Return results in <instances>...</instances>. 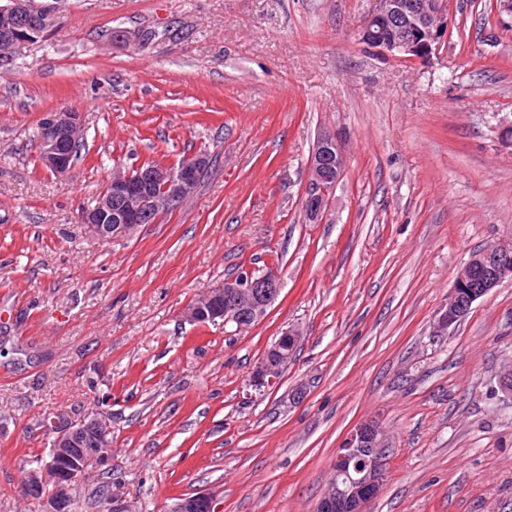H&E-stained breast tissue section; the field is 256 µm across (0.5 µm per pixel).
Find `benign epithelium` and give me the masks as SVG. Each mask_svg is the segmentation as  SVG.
<instances>
[{"mask_svg": "<svg viewBox=\"0 0 512 512\" xmlns=\"http://www.w3.org/2000/svg\"><path fill=\"white\" fill-rule=\"evenodd\" d=\"M58 21L57 2L0 0V38L6 43L42 41ZM449 19L440 0H377L359 25V40L370 48L405 61H424L448 39ZM82 113L61 110L44 114L39 125L41 163L55 173L73 166L71 145L81 133ZM206 151L167 166L139 167L137 175L118 173L109 180L94 207L82 212V222L97 237L130 236L141 225L154 222V212L176 209L190 196L200 172L209 164ZM345 173L344 149L336 133L322 132L309 163L308 187L302 199L304 218L310 224L323 221L330 196ZM512 258V246L495 244L465 262L457 272L448 297V309L439 326L449 330L469 313L472 305L497 287L501 270ZM281 289L277 272L258 275L244 267L224 285L188 306L191 322L232 323L240 330L253 324L277 298ZM300 334L285 329L267 348L251 372L247 386L264 391L276 386L293 360ZM52 434L48 450L54 467L34 468L24 491L35 495L51 480L52 496L42 499L43 512H69L76 486L83 477L102 471L112 460V425L103 411L86 413L78 421L53 420L45 424ZM388 448L383 430L375 421L359 424L336 453L334 471L314 512H367L381 493ZM58 461L72 464L64 469ZM165 512H215L214 495L196 492L173 499Z\"/></svg>", "mask_w": 512, "mask_h": 512, "instance_id": "obj_1", "label": "benign epithelium"}]
</instances>
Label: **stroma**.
<instances>
[{
    "mask_svg": "<svg viewBox=\"0 0 512 512\" xmlns=\"http://www.w3.org/2000/svg\"><path fill=\"white\" fill-rule=\"evenodd\" d=\"M375 0H62L45 41L0 69V512L44 420L109 394L112 483L130 512L202 490L219 512H313L336 450L379 420L368 512H512V277L445 331L457 270L512 241V16L448 0L424 62L362 44ZM82 112L66 174L38 161L44 113ZM346 173L322 223L302 197L321 130ZM214 163L131 237L81 222L116 164ZM281 290L248 328L184 318L248 263ZM278 386L247 379L286 326Z\"/></svg>",
    "mask_w": 512,
    "mask_h": 512,
    "instance_id": "1",
    "label": "stroma"
}]
</instances>
